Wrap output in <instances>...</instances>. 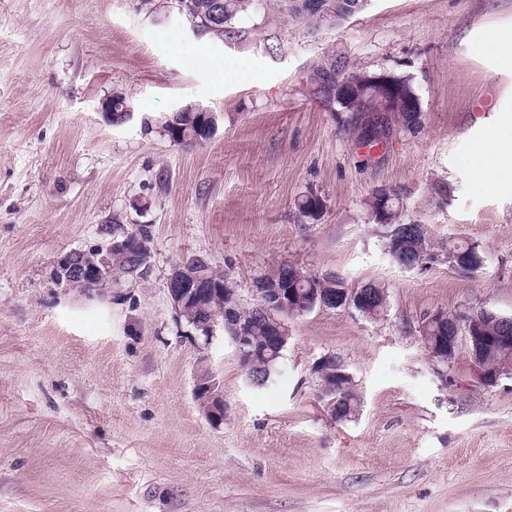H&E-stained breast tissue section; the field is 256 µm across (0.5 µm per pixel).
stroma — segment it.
Instances as JSON below:
<instances>
[{"label": "stroma", "mask_w": 512, "mask_h": 512, "mask_svg": "<svg viewBox=\"0 0 512 512\" xmlns=\"http://www.w3.org/2000/svg\"><path fill=\"white\" fill-rule=\"evenodd\" d=\"M153 4L0 0V512H512V378L482 383L464 343L431 361L420 333L437 310L512 316V186L483 188L473 168L512 114V65L490 48L512 37V0H369L335 24L256 0L233 39L195 37L170 0ZM334 55L410 78L419 128L358 148L313 81ZM114 95L131 110L118 125L101 110ZM187 104L217 116L205 144L163 130ZM379 187L401 222L478 244L482 268L401 269L368 206ZM309 191L324 201L311 224L295 207ZM141 224L147 281L88 293L54 278L60 254ZM191 256L246 300L288 261L378 283L387 307L293 317L256 387L224 331L194 340L168 301ZM327 352L357 384L348 421L311 373ZM205 372L219 425L193 395Z\"/></svg>", "instance_id": "stroma-1"}]
</instances>
